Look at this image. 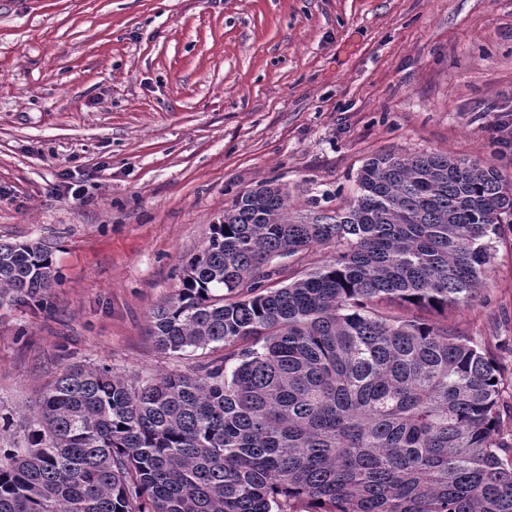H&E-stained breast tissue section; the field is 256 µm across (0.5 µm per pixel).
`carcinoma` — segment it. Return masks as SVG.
Returning <instances> with one entry per match:
<instances>
[{"instance_id": "1", "label": "carcinoma", "mask_w": 512, "mask_h": 512, "mask_svg": "<svg viewBox=\"0 0 512 512\" xmlns=\"http://www.w3.org/2000/svg\"><path fill=\"white\" fill-rule=\"evenodd\" d=\"M509 232L512 179L443 154L368 159L334 209L236 195L149 327L224 358L64 367L23 442L3 418L0 512H512V381L425 317L481 298ZM314 246L334 255L307 267ZM57 282L40 243H0L1 301Z\"/></svg>"}]
</instances>
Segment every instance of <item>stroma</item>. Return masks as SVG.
I'll return each instance as SVG.
<instances>
[{
  "label": "stroma",
  "mask_w": 512,
  "mask_h": 512,
  "mask_svg": "<svg viewBox=\"0 0 512 512\" xmlns=\"http://www.w3.org/2000/svg\"><path fill=\"white\" fill-rule=\"evenodd\" d=\"M512 0H0V241L58 282L0 305V413L64 366L187 372L148 335L237 193L343 204L359 169L428 152L512 178ZM81 197L73 199L70 190ZM449 311L512 376V234Z\"/></svg>",
  "instance_id": "obj_1"
}]
</instances>
